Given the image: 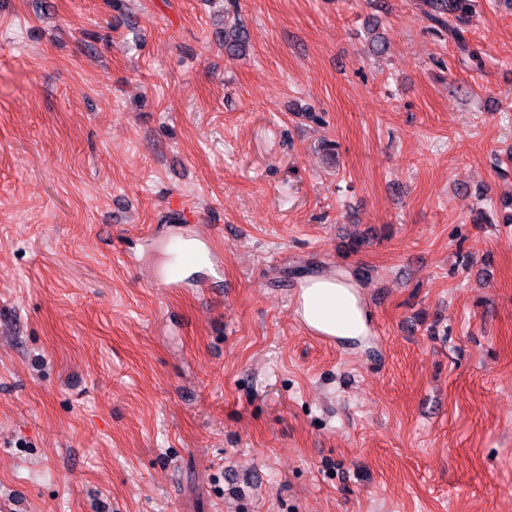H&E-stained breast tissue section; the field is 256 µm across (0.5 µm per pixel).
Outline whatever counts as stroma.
Returning a JSON list of instances; mask_svg holds the SVG:
<instances>
[{"label": "stroma", "mask_w": 512, "mask_h": 512, "mask_svg": "<svg viewBox=\"0 0 512 512\" xmlns=\"http://www.w3.org/2000/svg\"><path fill=\"white\" fill-rule=\"evenodd\" d=\"M125 3L0 0V512H512V0ZM428 5L430 7L428 18L453 36L461 54L475 59V54L470 50L460 27L449 23L448 20V15H454L459 25L465 24L467 14L472 13V0H429ZM224 51L230 55H240L249 44L247 29L238 23L224 27ZM354 285L345 283L336 277H313L306 281L303 287L302 299L304 304V316L309 317L311 305L322 295H330L343 301L349 309L350 319L347 323L334 324L327 329L330 336L316 325L307 321L302 315V301H300V317L304 330L313 338L321 342H331L335 336L338 337H354L360 336L366 329V316L363 309L359 306L358 299L353 291Z\"/></svg>", "instance_id": "1"}]
</instances>
